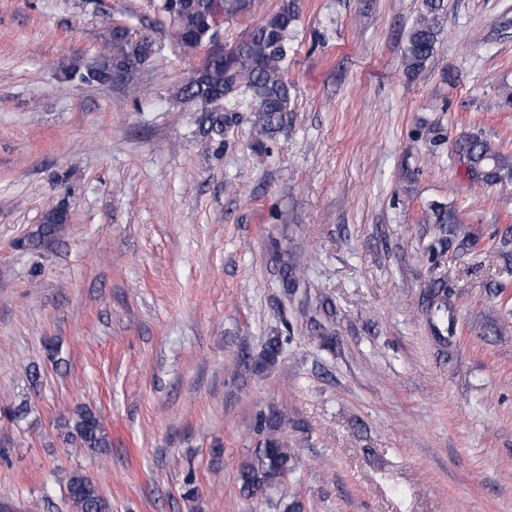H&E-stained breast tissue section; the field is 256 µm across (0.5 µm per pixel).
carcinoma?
Instances as JSON below:
<instances>
[{
	"label": "carcinoma",
	"mask_w": 512,
	"mask_h": 512,
	"mask_svg": "<svg viewBox=\"0 0 512 512\" xmlns=\"http://www.w3.org/2000/svg\"><path fill=\"white\" fill-rule=\"evenodd\" d=\"M252 0H158V11L169 19L175 46L184 55H192L222 36L224 19L234 18L250 10ZM426 14L412 27L404 53L406 70H420L433 55L441 32L440 16L443 0H424ZM296 5L283 0L281 7L263 23L253 28L245 41L226 55L202 60L179 89V95L200 112L199 131L215 146L224 149V126L227 113L235 111L240 89H245L253 102L254 119L250 131L252 145L266 148V142L285 129V117L291 100V85L286 77L288 67V31L297 21ZM105 62L99 67L76 69L66 79L84 84H104L110 74L142 68L157 51L152 37L126 25H114L101 35ZM460 164L471 180L482 186H493L512 180V156L502 153L488 139L466 137L454 144ZM433 223L440 225V236L431 246L432 254L448 249L455 242L466 245L475 240L474 228L462 223L452 207L432 205ZM64 220L58 206L48 209L42 234L50 238L57 224ZM305 277V268L296 262L283 264L281 279L284 290L297 287ZM283 349L280 337L271 338L262 361L273 364ZM257 442L251 455L237 470L236 481L247 497L267 495L276 489L295 468V455L288 439V418L274 406L257 413L254 421ZM72 434L81 447L91 452L110 447L100 420L90 411H80L72 426ZM67 498L75 512H111L109 502L91 479L82 474L71 476Z\"/></svg>",
	"instance_id": "carcinoma-1"
}]
</instances>
